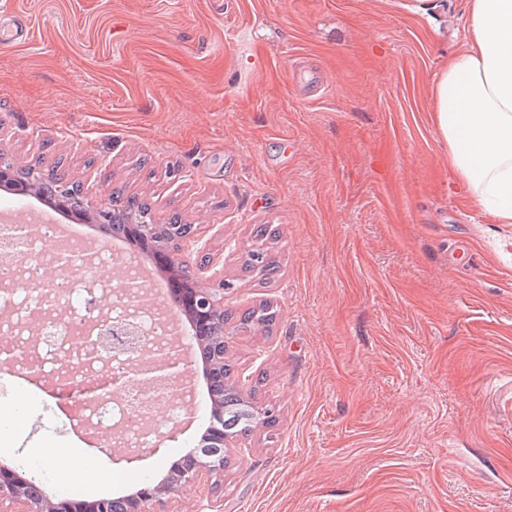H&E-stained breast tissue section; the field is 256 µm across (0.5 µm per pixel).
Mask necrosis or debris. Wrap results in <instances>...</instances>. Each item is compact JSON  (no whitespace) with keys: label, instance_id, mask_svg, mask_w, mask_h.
<instances>
[{"label":"necrosis or debris","instance_id":"necrosis-or-debris-1","mask_svg":"<svg viewBox=\"0 0 512 512\" xmlns=\"http://www.w3.org/2000/svg\"><path fill=\"white\" fill-rule=\"evenodd\" d=\"M56 224L41 223L38 230L27 225L7 221L0 224V309L9 308L10 318L0 321V337L18 347L28 346L25 336L31 311L44 309L46 304L57 305L59 314L46 315L41 321L43 337L38 346V358L49 366L55 376H64L77 382H99L123 374L128 369L125 358L110 354L102 359L89 360L84 353L72 350L76 335H90L96 320L93 302L100 286L92 270H85L81 281L60 270L57 254H44L40 243L58 237ZM55 269L52 279H45L47 269ZM135 314L140 327L147 331L151 348L174 357L171 345L174 319L161 307L132 300L127 305L113 308V319ZM167 402L169 409L164 419H157L159 402ZM76 411L73 424L83 427L93 422L102 427L118 426L125 448L148 447L162 426L180 423L188 409V399L174 388L156 387L151 393L128 389L123 395L103 402L88 403L75 397Z\"/></svg>","mask_w":512,"mask_h":512}]
</instances>
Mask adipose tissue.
Returning <instances> with one entry per match:
<instances>
[{"label": "adipose tissue", "mask_w": 512, "mask_h": 512, "mask_svg": "<svg viewBox=\"0 0 512 512\" xmlns=\"http://www.w3.org/2000/svg\"><path fill=\"white\" fill-rule=\"evenodd\" d=\"M470 45L448 60L433 88L434 121L448 144V163L472 187L483 210L512 223V0H471ZM44 396L20 390L0 404V453L43 406ZM33 473L102 494L112 487L110 466L81 448L62 449L45 437L22 456Z\"/></svg>", "instance_id": "1"}]
</instances>
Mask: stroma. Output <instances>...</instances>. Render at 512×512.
I'll return each mask as SVG.
<instances>
[{
	"label": "stroma",
	"mask_w": 512,
	"mask_h": 512,
	"mask_svg": "<svg viewBox=\"0 0 512 512\" xmlns=\"http://www.w3.org/2000/svg\"><path fill=\"white\" fill-rule=\"evenodd\" d=\"M470 0H0V160L148 202L198 227L269 334L227 355L274 428L252 432L181 512H512V224L448 165L432 89L469 39ZM280 236L276 278L238 245ZM127 464L69 424L52 384L0 363V403L47 394L18 438L77 444L157 483L210 424ZM273 236L268 225L259 227L254 235L253 249L242 264L245 272L258 276L262 281L273 280L279 268L269 246Z\"/></svg>",
	"instance_id": "35a3bbf8"
}]
</instances>
